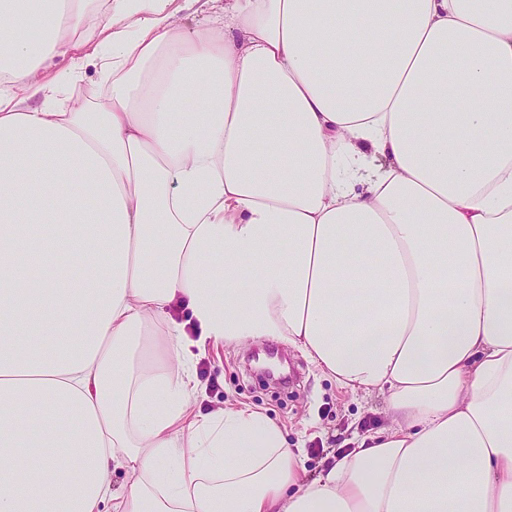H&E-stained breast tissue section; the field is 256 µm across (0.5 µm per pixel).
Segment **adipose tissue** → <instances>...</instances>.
Segmentation results:
<instances>
[{"mask_svg": "<svg viewBox=\"0 0 512 512\" xmlns=\"http://www.w3.org/2000/svg\"><path fill=\"white\" fill-rule=\"evenodd\" d=\"M91 2L0 0V512H512V0ZM263 339L386 397L316 477L192 405ZM224 4L222 1H183L177 0L168 6L173 13L172 21L188 29L204 24L209 16L219 12ZM98 59L86 63L78 82L66 93L58 95L56 104L59 107L73 105L77 101L100 103L106 100V87Z\"/></svg>", "mask_w": 512, "mask_h": 512, "instance_id": "adipose-tissue-1", "label": "adipose tissue"}]
</instances>
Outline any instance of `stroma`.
Instances as JSON below:
<instances>
[{
	"mask_svg": "<svg viewBox=\"0 0 512 512\" xmlns=\"http://www.w3.org/2000/svg\"><path fill=\"white\" fill-rule=\"evenodd\" d=\"M106 87L98 60L84 66L77 83L57 97V106L77 101L103 102ZM263 341L249 350L208 347L198 365L199 389L194 407L206 412L224 404L247 403L280 423L290 447L303 450V463L309 475L319 474L327 465L326 456L338 448L353 431L377 426L381 397L366 398L340 388L334 379L323 376L296 349L280 346L298 373L291 389L266 380L249 358L271 349Z\"/></svg>",
	"mask_w": 512,
	"mask_h": 512,
	"instance_id": "1",
	"label": "stroma"
}]
</instances>
